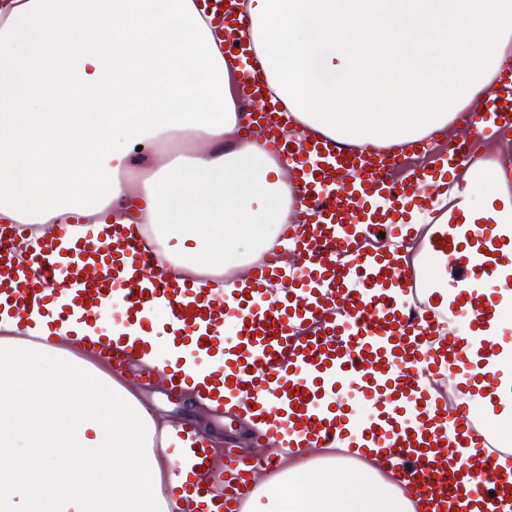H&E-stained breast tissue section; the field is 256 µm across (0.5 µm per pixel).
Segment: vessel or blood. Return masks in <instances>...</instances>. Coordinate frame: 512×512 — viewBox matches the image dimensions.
<instances>
[{
  "mask_svg": "<svg viewBox=\"0 0 512 512\" xmlns=\"http://www.w3.org/2000/svg\"><path fill=\"white\" fill-rule=\"evenodd\" d=\"M208 6L224 26V54L250 56L244 16ZM237 78L248 92L250 137L284 159L295 176L299 215L285 251L295 263L282 265L279 251L250 266L249 296L213 299L194 281L166 276L157 257L124 226L109 224L99 233L56 227L32 243L17 260L11 237L0 226V334L25 329L32 312L55 345L74 343L112 367L126 365L125 338L107 336L106 311L121 306V322L133 328L143 347L164 335L169 347L198 359L219 361L218 371L198 376L195 369L171 370L170 387L189 384L224 407L236 402L273 440H301L304 447L366 451L381 448L384 464L421 492L428 512H512V458L494 454L492 423L475 424L470 400L476 382L504 401L495 359L503 347L495 328L499 313L479 289L476 271L493 273L501 245L500 225H482L486 247L470 249L455 231L437 233L430 250L447 258L460 283L456 306H470L477 334L432 340L436 312L419 308L408 319L407 301L417 283L399 260L390 258L381 237L412 238L405 215L411 207L431 209L461 172L479 160L483 143L512 139V67L500 74L492 92L460 119L462 133L439 151L429 168L408 171L401 151L349 147L308 134L284 142L278 104L268 103L263 77L243 66ZM289 278L280 304L267 302V283ZM168 309L166 326L151 310ZM234 320L238 349L224 345V324ZM72 324L74 337L59 335ZM456 376V406L421 382L422 377ZM348 387L372 400L367 422L358 423L338 391ZM303 400H294L295 389ZM200 494L212 493V477L226 485L217 512H235L250 487L256 461L232 449H191Z\"/></svg>",
  "mask_w": 512,
  "mask_h": 512,
  "instance_id": "b4317fda",
  "label": "vessel or blood"
}]
</instances>
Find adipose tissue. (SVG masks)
<instances>
[{
	"mask_svg": "<svg viewBox=\"0 0 512 512\" xmlns=\"http://www.w3.org/2000/svg\"><path fill=\"white\" fill-rule=\"evenodd\" d=\"M247 36L301 130L406 145L450 128L512 57V0H244ZM197 0H0V222L25 259L52 223L142 235L170 275L230 293L229 271L282 246L293 186L236 137L233 65ZM153 153L134 156L142 145ZM139 177H128L131 165ZM439 218L512 224L500 161L465 176ZM0 336V512H195L185 449L128 382L65 349ZM241 512H420L370 462L281 448Z\"/></svg>",
	"mask_w": 512,
	"mask_h": 512,
	"instance_id": "1",
	"label": "adipose tissue"
}]
</instances>
